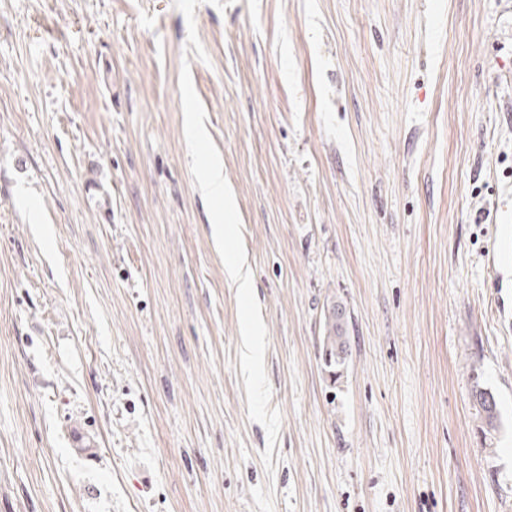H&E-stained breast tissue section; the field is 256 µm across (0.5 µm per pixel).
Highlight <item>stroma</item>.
<instances>
[{"label": "stroma", "mask_w": 512, "mask_h": 512, "mask_svg": "<svg viewBox=\"0 0 512 512\" xmlns=\"http://www.w3.org/2000/svg\"><path fill=\"white\" fill-rule=\"evenodd\" d=\"M511 239L512 0H0V512H512ZM201 189L210 197L224 200V165L217 160H209L202 169ZM224 269L230 287L236 288L239 295L249 299L253 283L247 259L241 255L225 258ZM345 310L341 304H333L324 316V336L320 352L330 378L335 382L341 377L342 368L348 362L350 346L345 327ZM255 325L248 322L242 336L243 358L252 371H257L263 359V346L255 336ZM472 397L483 415L486 427L495 430L499 418L497 401L488 388H485L480 382H474L472 387Z\"/></svg>", "instance_id": "stroma-1"}]
</instances>
